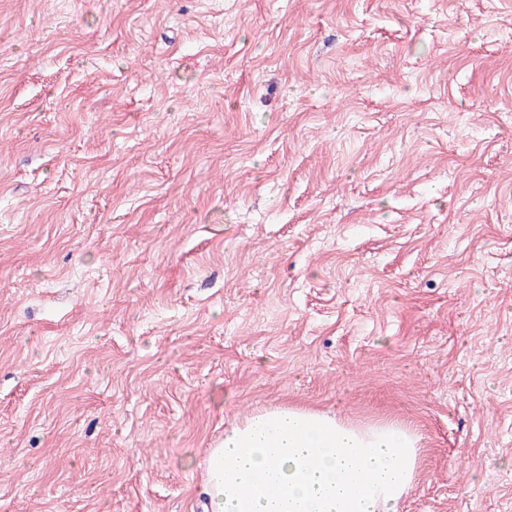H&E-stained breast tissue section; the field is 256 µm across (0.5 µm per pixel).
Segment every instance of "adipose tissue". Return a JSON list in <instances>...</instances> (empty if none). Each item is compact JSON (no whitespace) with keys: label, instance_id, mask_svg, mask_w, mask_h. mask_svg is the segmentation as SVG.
Segmentation results:
<instances>
[{"label":"adipose tissue","instance_id":"adipose-tissue-1","mask_svg":"<svg viewBox=\"0 0 512 512\" xmlns=\"http://www.w3.org/2000/svg\"><path fill=\"white\" fill-rule=\"evenodd\" d=\"M417 448L398 423L266 409L226 427L208 449L200 464L208 512H396Z\"/></svg>","mask_w":512,"mask_h":512}]
</instances>
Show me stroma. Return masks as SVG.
Instances as JSON below:
<instances>
[{
    "label": "stroma",
    "mask_w": 512,
    "mask_h": 512,
    "mask_svg": "<svg viewBox=\"0 0 512 512\" xmlns=\"http://www.w3.org/2000/svg\"><path fill=\"white\" fill-rule=\"evenodd\" d=\"M275 405L512 512V0H0V512H204Z\"/></svg>",
    "instance_id": "stroma-1"
}]
</instances>
